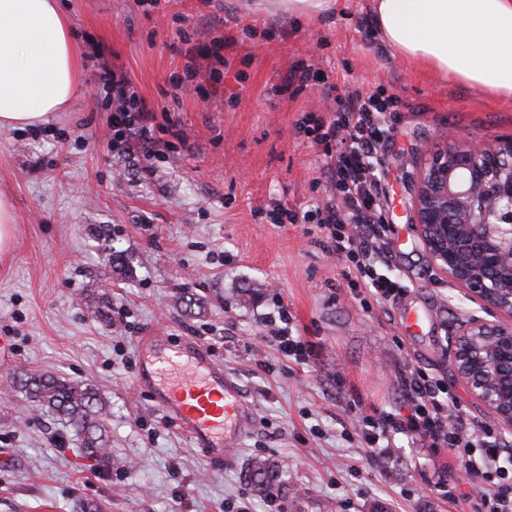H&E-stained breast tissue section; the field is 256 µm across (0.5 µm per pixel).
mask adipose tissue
<instances>
[{"label": "adipose tissue", "instance_id": "adipose-tissue-1", "mask_svg": "<svg viewBox=\"0 0 512 512\" xmlns=\"http://www.w3.org/2000/svg\"><path fill=\"white\" fill-rule=\"evenodd\" d=\"M380 39L436 76L512 101V0H372ZM80 89L57 0H0V129L42 124Z\"/></svg>", "mask_w": 512, "mask_h": 512}]
</instances>
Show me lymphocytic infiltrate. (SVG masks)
Here are the masks:
<instances>
[{"mask_svg":"<svg viewBox=\"0 0 512 512\" xmlns=\"http://www.w3.org/2000/svg\"><path fill=\"white\" fill-rule=\"evenodd\" d=\"M94 82L112 96V138L125 154L160 157L152 135L154 110L140 97L127 73L104 63L98 66ZM336 104L332 120L312 112L299 128L313 145L331 154L315 179L327 193L326 202L301 217L278 210L272 221L315 223L323 235V249L346 259L344 276L355 295L383 307L404 291L398 281L377 274L374 268L387 253V224L378 204L379 148L391 134L384 115L394 111L397 101L347 90L337 95ZM402 383L410 401L409 415L362 416L364 442L375 444L391 430L414 433L432 446L460 451L464 473L480 484L477 512H512V486L499 481L512 465V454L489 438H472L463 423L449 425L443 400L447 386L415 369L403 375Z\"/></svg>","mask_w":512,"mask_h":512,"instance_id":"obj_1","label":"lymphocytic infiltrate"}]
</instances>
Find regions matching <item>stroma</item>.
<instances>
[{
    "label": "stroma",
    "instance_id": "stroma-1",
    "mask_svg": "<svg viewBox=\"0 0 512 512\" xmlns=\"http://www.w3.org/2000/svg\"><path fill=\"white\" fill-rule=\"evenodd\" d=\"M255 0H59L76 38L82 89L45 125L0 129V195L15 213L13 247L0 255V385L27 369L93 385L106 403L112 467L86 457L71 428L32 409L23 394L0 399V512H275L285 491L311 493L331 512H474L445 502L460 462L415 436L366 445L359 414L408 415L401 374L443 379L453 412L473 431L512 446L502 426L457 377L454 342L474 319L491 320L435 267L413 219L417 175L442 135L467 145L512 138V102H500L404 63L374 28L371 0H337L328 18ZM130 77L155 110L154 138L187 140L163 159L132 160L112 142V104L93 83V49ZM317 79L284 86L299 62ZM194 63L195 88L174 97ZM395 96L391 136L380 147L379 204L390 228L388 268L405 292L365 304L304 224H272L281 206H320L314 182L326 162L299 134L309 107L330 117L329 87ZM125 262L109 265L107 247ZM110 312L88 309L89 287ZM429 314L402 324V305ZM291 321L282 325L280 309ZM309 344L303 363L270 341L280 328ZM210 348L252 405L255 425L232 465L211 462L136 382L139 341L155 330ZM268 460L264 491L246 472Z\"/></svg>",
    "mask_w": 512,
    "mask_h": 512
}]
</instances>
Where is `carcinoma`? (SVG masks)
<instances>
[{
	"instance_id": "1",
	"label": "carcinoma",
	"mask_w": 512,
	"mask_h": 512,
	"mask_svg": "<svg viewBox=\"0 0 512 512\" xmlns=\"http://www.w3.org/2000/svg\"><path fill=\"white\" fill-rule=\"evenodd\" d=\"M12 388L23 393L33 407L46 410L68 424L87 456L105 467L112 465L102 419L104 404L92 385L21 370L13 374ZM273 478L274 473L266 461L256 459L251 462L248 479L257 489L268 487Z\"/></svg>"
}]
</instances>
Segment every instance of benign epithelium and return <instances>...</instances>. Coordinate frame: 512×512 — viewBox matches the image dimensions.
<instances>
[{
	"mask_svg": "<svg viewBox=\"0 0 512 512\" xmlns=\"http://www.w3.org/2000/svg\"><path fill=\"white\" fill-rule=\"evenodd\" d=\"M433 264L507 324H472L455 340L458 378L512 428V138L493 146L448 137L420 171L412 200Z\"/></svg>",
	"mask_w": 512,
	"mask_h": 512,
	"instance_id": "7a95c632",
	"label": "benign epithelium"
}]
</instances>
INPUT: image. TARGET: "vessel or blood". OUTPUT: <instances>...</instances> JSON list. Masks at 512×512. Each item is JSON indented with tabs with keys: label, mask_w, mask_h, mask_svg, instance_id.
<instances>
[{
	"label": "vessel or blood",
	"mask_w": 512,
	"mask_h": 512,
	"mask_svg": "<svg viewBox=\"0 0 512 512\" xmlns=\"http://www.w3.org/2000/svg\"><path fill=\"white\" fill-rule=\"evenodd\" d=\"M138 381H155V402L174 417L206 457L227 463L252 427L253 414L240 387L204 345L173 344L157 333L141 342Z\"/></svg>",
	"instance_id": "b4317fda"
}]
</instances>
